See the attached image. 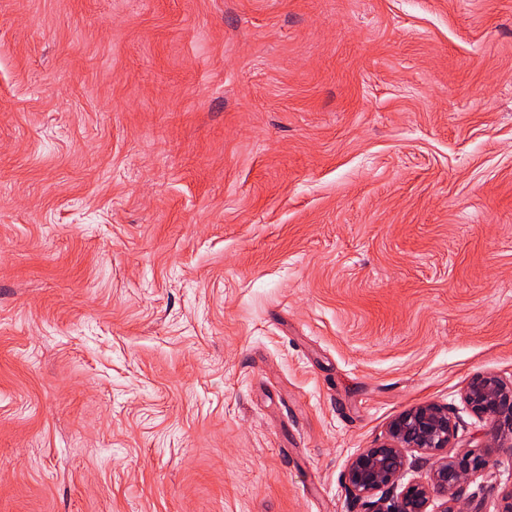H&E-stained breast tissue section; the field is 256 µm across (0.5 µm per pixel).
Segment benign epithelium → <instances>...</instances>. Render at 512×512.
<instances>
[{"label": "benign epithelium", "mask_w": 512, "mask_h": 512, "mask_svg": "<svg viewBox=\"0 0 512 512\" xmlns=\"http://www.w3.org/2000/svg\"><path fill=\"white\" fill-rule=\"evenodd\" d=\"M463 400L483 423L476 448L454 455L446 450L456 436V422L448 407L436 402L419 404L394 417L385 439L362 448L348 462L344 482L361 512H461L466 486L485 472L493 448L512 451V380L494 374L473 376L463 389ZM430 468L429 481L401 484L408 454Z\"/></svg>", "instance_id": "obj_1"}]
</instances>
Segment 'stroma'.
<instances>
[{
	"label": "stroma",
	"instance_id": "stroma-1",
	"mask_svg": "<svg viewBox=\"0 0 512 512\" xmlns=\"http://www.w3.org/2000/svg\"><path fill=\"white\" fill-rule=\"evenodd\" d=\"M479 373L512 0H0V512H359L400 412L474 446Z\"/></svg>",
	"mask_w": 512,
	"mask_h": 512
}]
</instances>
